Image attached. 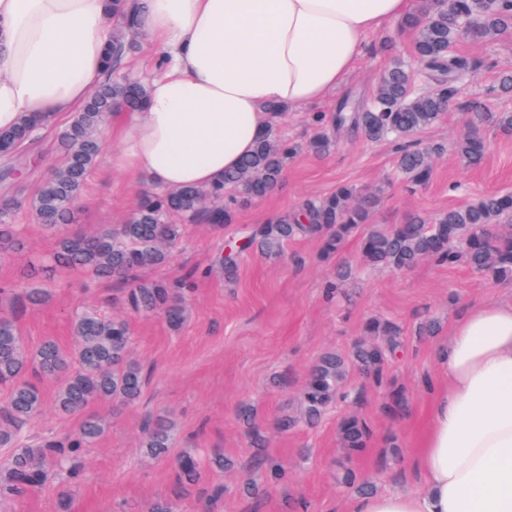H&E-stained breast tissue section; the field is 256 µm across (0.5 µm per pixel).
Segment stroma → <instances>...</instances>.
Masks as SVG:
<instances>
[{
  "label": "stroma",
  "mask_w": 512,
  "mask_h": 512,
  "mask_svg": "<svg viewBox=\"0 0 512 512\" xmlns=\"http://www.w3.org/2000/svg\"><path fill=\"white\" fill-rule=\"evenodd\" d=\"M413 39L410 29L395 22L369 33L364 53L339 89L321 103L284 111L275 119L278 135L295 148L280 185L266 198L238 208L233 223L187 222L167 262L138 271V279L145 281L191 276L185 320L176 330L162 317L130 309L125 303L128 283L103 282L63 267L38 269L39 260L52 253L54 238L37 223L30 202L64 159L56 139L58 125L39 131L31 170L16 195L21 245L0 254V286L46 288L51 299L18 312L6 296L0 298V311L16 313L31 352L48 340L70 349L75 310L90 307L107 316L122 315L132 332L131 356L146 374L135 404L121 409L109 402L95 405L109 429L84 453V479L70 512H144L158 498L171 499L174 512H207L200 490L179 492L170 461L152 458L143 448L142 427L150 416L173 421L175 451L220 448L233 459L230 472H209L202 481L203 488L224 490L217 512H284L288 507L294 512H345L351 493L334 479L343 464L380 492L419 488L411 452L426 432L442 383L439 352L465 309L476 302H511L512 283L433 261L403 273L368 270L358 235L328 259L318 240L305 238L289 242L284 257L275 262L244 255L234 282L225 281L223 269L228 241L244 238L255 225L343 184L378 195V224L402 223L415 210L434 215L484 193L512 192V131L485 129L488 150L477 166L464 164L453 149L466 132L470 102H482L493 112H512V96L495 90L499 74L512 71V30L487 41L459 42V51L474 60L477 73L464 84L452 110L421 132L423 142L443 151L430 179L416 191H407L391 177L393 144L344 134L327 155L308 151L316 115L335 111L344 97L370 93L393 59L412 57ZM101 142L102 153L74 209L73 227L86 233L125 223L149 190L144 181L113 168L118 144L111 132H104ZM340 265L354 270L341 282L336 279ZM372 319H387L403 329L404 349L390 362L383 383L352 373L343 397L316 425L271 434L268 454L287 464L290 477L265 497L251 498L244 491L246 482H265L266 475L253 461L254 451L237 418L239 409L251 406L257 423L267 426L277 416L298 413L310 366L325 351L349 352L364 338L365 324ZM427 320L437 323L438 332L418 335L419 323ZM39 387L46 403L30 421V431L39 436L70 433L78 420L56 410L57 381L44 379ZM394 391L402 392L407 402L397 415L385 409ZM350 416L364 420L370 429L366 450L351 458L345 456L339 435L342 420Z\"/></svg>",
  "instance_id": "1"
}]
</instances>
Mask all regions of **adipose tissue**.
<instances>
[{"mask_svg":"<svg viewBox=\"0 0 512 512\" xmlns=\"http://www.w3.org/2000/svg\"><path fill=\"white\" fill-rule=\"evenodd\" d=\"M110 0H0V132L77 112L106 79ZM159 54L142 111L117 112L118 169L161 190L210 187L250 154L267 106L324 100L365 35L411 0H143ZM448 386L412 458L421 490L357 495L352 512H512V302L472 304L440 356Z\"/></svg>","mask_w":512,"mask_h":512,"instance_id":"adipose-tissue-1","label":"adipose tissue"}]
</instances>
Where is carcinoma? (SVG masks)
I'll list each match as a JSON object with an SVG mask.
<instances>
[{"instance_id": "carcinoma-1", "label": "carcinoma", "mask_w": 512, "mask_h": 512, "mask_svg": "<svg viewBox=\"0 0 512 512\" xmlns=\"http://www.w3.org/2000/svg\"><path fill=\"white\" fill-rule=\"evenodd\" d=\"M112 6V43L105 49L104 59L109 72L133 50L130 31L138 25L142 9L137 0H113ZM403 26L415 32L412 60L396 61L368 96L345 98L336 111L316 115L317 132L309 147L324 155L344 132L366 142H391L397 146L395 175L411 189L430 178L431 159L442 151L439 146L422 144L417 135L441 119L454 104L463 81L474 77V61L456 51V43L465 37L492 39L512 29V0H448L446 5L427 0ZM145 96L146 88L136 81L106 82L92 91L81 111L59 132L65 162L40 184L31 202L35 217L56 236V249L47 264L82 268L99 278L126 279L139 269L167 260L168 249L178 243L182 231V225L172 223L174 217L230 224L236 205L262 198L279 184L294 148L278 140L268 127L252 153L210 188L186 186L149 195L127 223L94 235L64 231L73 221V204L100 153L96 130L110 112L141 110ZM49 124L44 116L33 117L13 133L0 135V181L4 185H9L14 169L26 161L21 144L33 142L38 131ZM467 125L455 152L465 163L477 165L486 150L482 130L489 125L512 130V112H486L473 106ZM375 206V199L351 185H341L330 195L306 199L298 208L257 225L246 248L264 258L279 259L288 242L315 238L328 258L340 253L360 227L370 223ZM15 207L17 203L10 198L0 202L1 254L19 245L17 225L13 224ZM363 253L369 268L398 273L434 260L449 266L465 264L498 282H512V194L488 193L468 206L450 208L433 218L413 212L402 224L376 226L364 238ZM5 292L23 308L50 299L38 288L7 285L0 288L1 294ZM126 301L131 309L162 316L173 326L182 320L179 292L169 283L138 282L129 289ZM72 328L76 337L73 351L47 342L29 353L14 319L0 316V385L11 386L9 402L0 410V447L8 449L0 459V468L8 472L7 479L0 480V500L24 495L51 473L61 478L62 494L70 498L81 478L84 449L94 445L107 428L103 420L88 415L74 434L63 440L31 435L28 424L41 411L43 398L34 384L23 380L25 375L61 380L55 405L64 414L81 413L101 400L133 404L141 395L145 375L127 358L131 336L124 319L83 311L73 316ZM367 333L373 340L356 344L350 356L328 351L318 359L308 373L301 415L279 418L273 422L274 428L286 432L317 420L336 399L352 367L374 382L383 379L387 362L402 346V330L395 323L375 322L367 326ZM240 420L251 446L265 447L266 430L255 423L251 409H242ZM143 431L148 454L166 456L170 449L166 422L149 419ZM368 437L367 426L355 417L341 425L342 443L351 456L364 450ZM172 465L182 489L189 490L199 482L198 465L191 455L175 457ZM336 482L362 494L369 491L350 467L336 472Z\"/></svg>"}]
</instances>
